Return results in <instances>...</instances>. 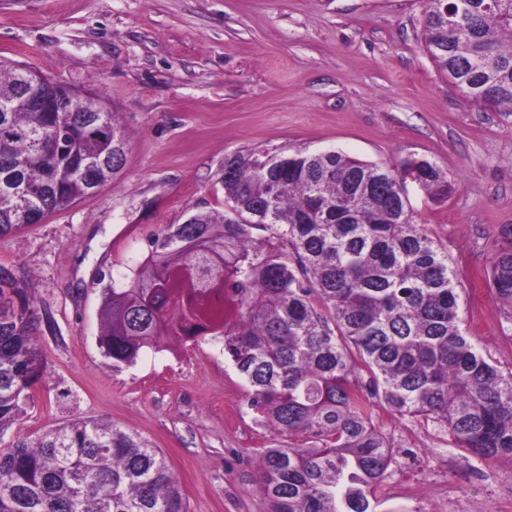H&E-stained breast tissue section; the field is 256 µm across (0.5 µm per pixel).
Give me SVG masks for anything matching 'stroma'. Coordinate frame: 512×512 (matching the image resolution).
Instances as JSON below:
<instances>
[{"label":"stroma","mask_w":512,"mask_h":512,"mask_svg":"<svg viewBox=\"0 0 512 512\" xmlns=\"http://www.w3.org/2000/svg\"><path fill=\"white\" fill-rule=\"evenodd\" d=\"M422 0H0V61L102 95L130 134L120 175L91 198L0 237V266L25 283L45 355L16 424L37 435L109 420L161 448L190 512H267L258 449L269 431L223 355L145 351L113 368L98 344L101 277L136 264L146 238L223 210L224 159L298 148L392 165L435 162L443 205L410 190L413 218L457 267L465 326L512 368L492 259L512 247V108L465 100L425 48ZM394 461L377 512H512V466L463 457L447 432L377 408Z\"/></svg>","instance_id":"1"}]
</instances>
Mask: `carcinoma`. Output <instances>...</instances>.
Segmentation results:
<instances>
[{
	"label": "carcinoma",
	"mask_w": 512,
	"mask_h": 512,
	"mask_svg": "<svg viewBox=\"0 0 512 512\" xmlns=\"http://www.w3.org/2000/svg\"><path fill=\"white\" fill-rule=\"evenodd\" d=\"M426 48L479 106H512V0H424ZM45 77L0 62V235L68 208L116 178L129 137L111 112H29ZM392 167L336 150L224 159V212L146 239L148 260L104 287L99 345L115 364L177 339L185 323L224 337L254 422L288 439L259 451L269 512H376L393 454L374 406L444 428L453 448L512 464V371L463 330L448 252L412 220ZM425 195L452 186L418 157ZM512 323V249L489 268ZM35 313L0 266V437L42 379ZM0 512H189L159 449L81 418L0 448Z\"/></svg>",
	"instance_id": "cac0c4a2"
}]
</instances>
